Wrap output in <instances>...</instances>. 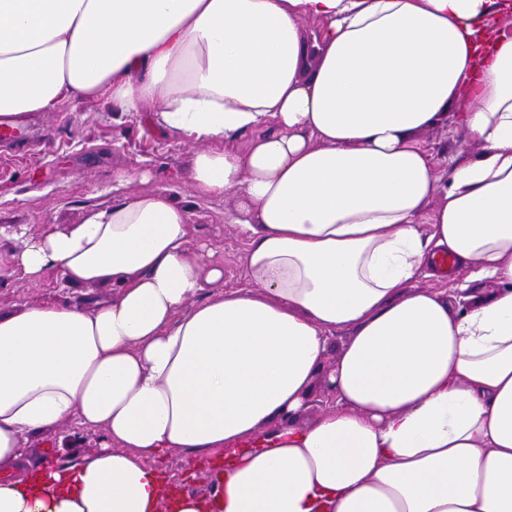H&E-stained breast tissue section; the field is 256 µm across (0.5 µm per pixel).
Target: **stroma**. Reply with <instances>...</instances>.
<instances>
[{
  "instance_id": "1",
  "label": "stroma",
  "mask_w": 512,
  "mask_h": 512,
  "mask_svg": "<svg viewBox=\"0 0 512 512\" xmlns=\"http://www.w3.org/2000/svg\"><path fill=\"white\" fill-rule=\"evenodd\" d=\"M42 120L45 134L53 141L50 148L25 158L0 156V227L22 225L36 237L52 224L79 223L88 207L166 188L191 207V244L206 246L223 260L225 285L240 288L248 284L241 261L246 240L236 225L224 221L225 211L235 209L239 202L237 194L212 200L192 196L188 166L197 143L159 131L148 113L123 112L95 99L74 100L61 111L43 113ZM118 167L132 176L119 188L112 182V172ZM109 295L102 288L65 286L54 270L41 284H32L12 272L7 258H0L1 310L26 303L92 302ZM158 466L181 490L209 493L208 467L189 466L184 453L170 452Z\"/></svg>"
}]
</instances>
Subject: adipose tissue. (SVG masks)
I'll use <instances>...</instances> for the list:
<instances>
[{"label":"adipose tissue","instance_id":"adipose-tissue-1","mask_svg":"<svg viewBox=\"0 0 512 512\" xmlns=\"http://www.w3.org/2000/svg\"><path fill=\"white\" fill-rule=\"evenodd\" d=\"M512 0H0V117L74 98L200 143L249 284L168 190L11 233L87 308L0 311V512H512ZM316 29L308 30L304 21ZM478 145L446 171L424 131ZM489 292L454 306L441 256ZM345 331L328 378L330 341ZM331 403L311 420L319 380ZM93 452L26 457L69 419ZM179 450L222 460L171 493ZM157 466L166 474L167 478L175 483L178 482L180 489L183 491L198 495H205L210 491V468L204 465L190 468L191 464H188L183 452L173 451L168 453L157 462Z\"/></svg>","mask_w":512,"mask_h":512}]
</instances>
